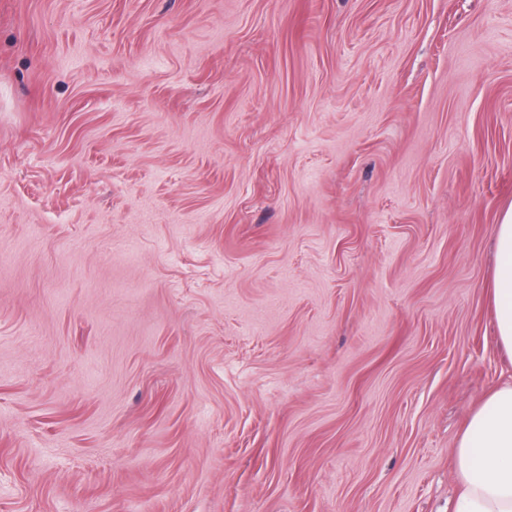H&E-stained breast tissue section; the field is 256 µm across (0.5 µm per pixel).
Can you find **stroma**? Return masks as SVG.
<instances>
[{
  "instance_id": "obj_1",
  "label": "stroma",
  "mask_w": 512,
  "mask_h": 512,
  "mask_svg": "<svg viewBox=\"0 0 512 512\" xmlns=\"http://www.w3.org/2000/svg\"><path fill=\"white\" fill-rule=\"evenodd\" d=\"M511 206L512 0H0V512H450Z\"/></svg>"
}]
</instances>
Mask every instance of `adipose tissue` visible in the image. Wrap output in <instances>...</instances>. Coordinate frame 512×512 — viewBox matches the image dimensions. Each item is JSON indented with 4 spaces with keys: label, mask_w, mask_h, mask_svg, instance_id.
<instances>
[{
    "label": "adipose tissue",
    "mask_w": 512,
    "mask_h": 512,
    "mask_svg": "<svg viewBox=\"0 0 512 512\" xmlns=\"http://www.w3.org/2000/svg\"><path fill=\"white\" fill-rule=\"evenodd\" d=\"M492 300L500 346L512 354V207L495 229ZM460 492L454 512H512V383L491 390L455 450Z\"/></svg>",
    "instance_id": "1"
}]
</instances>
